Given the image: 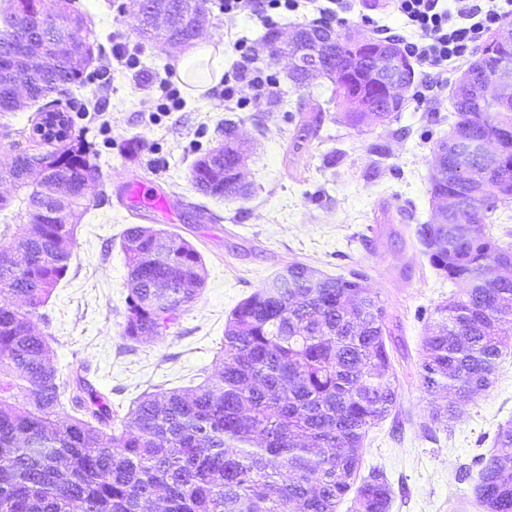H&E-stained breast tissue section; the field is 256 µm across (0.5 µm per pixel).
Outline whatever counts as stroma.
I'll use <instances>...</instances> for the list:
<instances>
[{
	"label": "stroma",
	"mask_w": 512,
	"mask_h": 512,
	"mask_svg": "<svg viewBox=\"0 0 512 512\" xmlns=\"http://www.w3.org/2000/svg\"><path fill=\"white\" fill-rule=\"evenodd\" d=\"M346 26L365 38L414 40L391 0H345ZM93 46L82 85L32 101L0 116V171L23 151L43 149L37 131L42 108L58 104L70 120V139L92 148L98 178L75 230L69 271L30 322L53 337L52 361L87 378L114 410L127 413L142 394L191 389L221 364L224 325L232 310L259 286L300 263L328 276L358 275L377 296L392 333L387 348L398 377L396 411L364 438L361 475L383 470L393 501L390 512H483L475 505L476 473L493 449L500 425L512 421V354L499 364L492 386L462 398L448 426L424 432L442 404L427 392L419 355L431 334L435 307L459 295L430 266L415 237L431 224L433 149L456 118L450 94L459 69L416 67L405 106L390 120L344 122L330 102L323 77L303 85L289 77L287 57L260 41L267 29L290 36L318 18L307 0L263 26L246 13L224 14L208 0L201 37L224 41V67L239 56L238 40L259 45V65L272 76L268 98L222 91L183 95L180 110L153 113L160 81L177 70L188 47L140 38L138 0H69ZM135 53L139 65L118 69L114 44ZM234 122L246 150L247 198L225 201L199 192L194 162L224 140ZM145 182L169 208L135 209L128 188ZM141 224L178 233L201 254L206 280L198 301L163 336L133 343L123 335L127 266L121 241ZM472 476L461 479V467Z\"/></svg>",
	"instance_id": "1"
}]
</instances>
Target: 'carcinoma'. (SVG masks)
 <instances>
[{"instance_id": "cac0c4a2", "label": "carcinoma", "mask_w": 512, "mask_h": 512, "mask_svg": "<svg viewBox=\"0 0 512 512\" xmlns=\"http://www.w3.org/2000/svg\"><path fill=\"white\" fill-rule=\"evenodd\" d=\"M203 0H157L137 15L142 36L170 43L181 33L167 14L204 19ZM66 0H13L0 46L18 29L29 33L27 59L0 55V85L19 81L38 101L81 82L90 62L89 31ZM76 35L69 53L48 68L58 22ZM344 73L334 98L371 95L349 38L336 36ZM470 89L454 88L453 130L496 135L512 129V112L490 107L481 94L489 78L470 67ZM235 126L224 123L221 153L205 154L191 171L203 192L228 201L248 195L231 182ZM45 153H20L5 176L28 188L26 228L0 230V512H145L164 492L163 512H336L362 463L366 432L398 404L386 340L392 336L376 296L358 276L322 275L304 265L264 284L232 312L224 327L222 366L194 389L146 393L121 416L83 378L51 363V336L29 316L66 276L74 231L87 210L82 143ZM491 184L512 185V136ZM478 205L464 198L457 225L420 224L415 235L430 265L459 296L437 305L432 333L420 352L422 384L445 404L431 425H447L457 400L489 388L512 350L500 324L512 318V280L495 288L487 264L512 257V243L474 223ZM122 248L128 265L125 337H159L200 297L205 268L186 239L135 225ZM495 450L478 473L477 504L512 512V422L498 428ZM392 490L374 469L356 490L352 512H389Z\"/></svg>"}]
</instances>
